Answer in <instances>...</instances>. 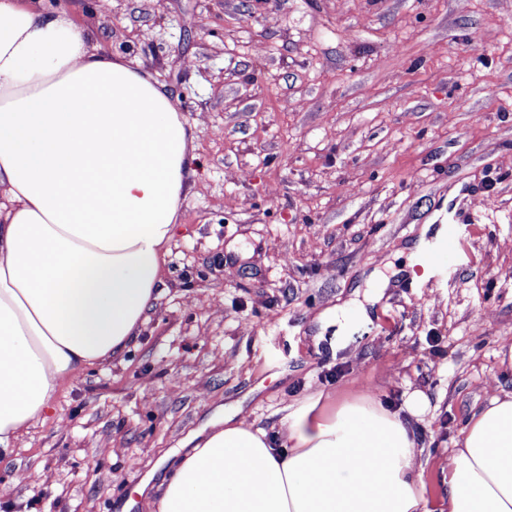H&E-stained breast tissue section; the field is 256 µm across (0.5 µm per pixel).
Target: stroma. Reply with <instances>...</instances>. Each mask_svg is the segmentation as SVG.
<instances>
[{
  "label": "stroma",
  "mask_w": 512,
  "mask_h": 512,
  "mask_svg": "<svg viewBox=\"0 0 512 512\" xmlns=\"http://www.w3.org/2000/svg\"><path fill=\"white\" fill-rule=\"evenodd\" d=\"M41 6L163 84L197 160L146 325L0 458V512H123L226 411L272 434L316 394L423 393L437 493L467 418L512 392V0ZM450 220L447 271L412 282Z\"/></svg>",
  "instance_id": "1"
}]
</instances>
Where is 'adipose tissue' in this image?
Instances as JSON below:
<instances>
[{"instance_id":"ef3b65f1","label":"adipose tissue","mask_w":512,"mask_h":512,"mask_svg":"<svg viewBox=\"0 0 512 512\" xmlns=\"http://www.w3.org/2000/svg\"><path fill=\"white\" fill-rule=\"evenodd\" d=\"M193 142L149 72L66 14L0 0V456L140 334ZM317 406L276 438L231 415L210 423L149 512H512V393L471 414L439 498L399 413L361 396Z\"/></svg>"}]
</instances>
